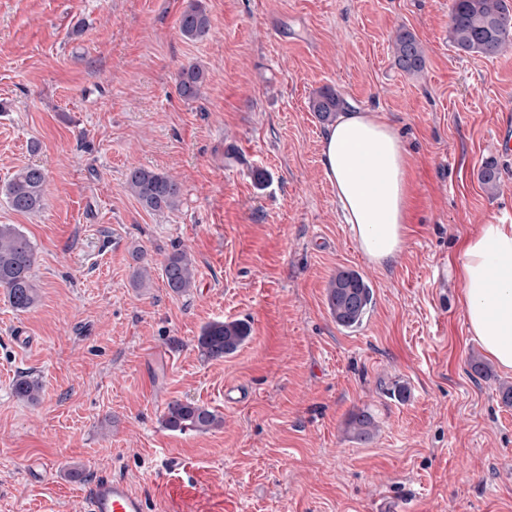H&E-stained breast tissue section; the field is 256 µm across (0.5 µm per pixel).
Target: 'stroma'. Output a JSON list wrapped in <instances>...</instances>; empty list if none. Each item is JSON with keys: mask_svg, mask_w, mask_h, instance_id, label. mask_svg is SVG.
Wrapping results in <instances>:
<instances>
[{"mask_svg": "<svg viewBox=\"0 0 512 512\" xmlns=\"http://www.w3.org/2000/svg\"><path fill=\"white\" fill-rule=\"evenodd\" d=\"M199 2L211 30L191 42L189 0H0V224L33 243L39 289L26 312L0 291V512H86L112 477L145 512H512V371L468 335L457 279L462 242L512 213L495 141L512 40L492 58L456 51L452 0ZM402 26L420 71L395 63ZM192 65L206 86L187 100ZM325 87L408 145L412 221L381 265L324 174L310 101ZM33 164L45 204L19 213L5 187ZM135 166L175 176L178 206L145 210ZM177 248L195 266L186 294L161 277ZM340 268L374 293L355 329L325 302ZM217 320L250 337L206 360L198 337ZM23 375L37 401L16 396ZM174 400L223 423L169 431ZM363 409L367 441L347 431ZM206 77L203 70L196 67H188L180 74L178 90L180 95L187 99L197 98L205 84Z\"/></svg>", "mask_w": 512, "mask_h": 512, "instance_id": "35a3bbf8", "label": "stroma"}]
</instances>
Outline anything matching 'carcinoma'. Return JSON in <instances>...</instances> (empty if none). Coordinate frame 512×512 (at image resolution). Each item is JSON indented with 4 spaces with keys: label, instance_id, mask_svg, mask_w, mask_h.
Masks as SVG:
<instances>
[{
    "label": "carcinoma",
    "instance_id": "1",
    "mask_svg": "<svg viewBox=\"0 0 512 512\" xmlns=\"http://www.w3.org/2000/svg\"><path fill=\"white\" fill-rule=\"evenodd\" d=\"M211 29L209 15L192 2L183 11L180 33L188 40L206 38ZM512 36V9L504 0H453L450 9V39L457 51L485 57L498 55ZM394 55L398 66L406 72H416L423 65V51L415 36L404 29L397 31ZM203 70L188 67L180 74L178 90L187 99L197 98L205 84ZM347 102L332 88H324L310 101V110L322 124L336 121ZM128 190L147 210L162 212L177 206L181 186L177 179L150 168L134 167L126 178ZM46 175L37 165H28L9 180L6 188L11 208L27 213L40 209L45 196ZM35 249L29 238L12 224H0V288L10 306L25 312L36 306L39 298L33 279ZM162 274L165 282L177 294L188 293L195 287L193 262L184 251L167 256ZM327 307L336 324L354 329L361 326L370 310L373 291L363 277L353 271L339 269L326 288ZM250 326L239 320L213 321L205 325L198 338L202 356L214 360L234 354L248 339ZM15 394L34 400L40 383L34 378H22L14 386ZM163 426L173 432H205L222 424L214 411L194 402L172 401L162 417ZM349 427L360 440L369 439L377 429L372 415L360 411L351 416Z\"/></svg>",
    "mask_w": 512,
    "mask_h": 512
}]
</instances>
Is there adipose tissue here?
I'll list each match as a JSON object with an SVG mask.
<instances>
[{"instance_id": "adipose-tissue-1", "label": "adipose tissue", "mask_w": 512, "mask_h": 512, "mask_svg": "<svg viewBox=\"0 0 512 512\" xmlns=\"http://www.w3.org/2000/svg\"><path fill=\"white\" fill-rule=\"evenodd\" d=\"M408 150L377 113H341L322 141L325 176L344 219L378 264L398 252L410 222ZM460 301L469 336L512 370V221L482 225L459 257Z\"/></svg>"}]
</instances>
